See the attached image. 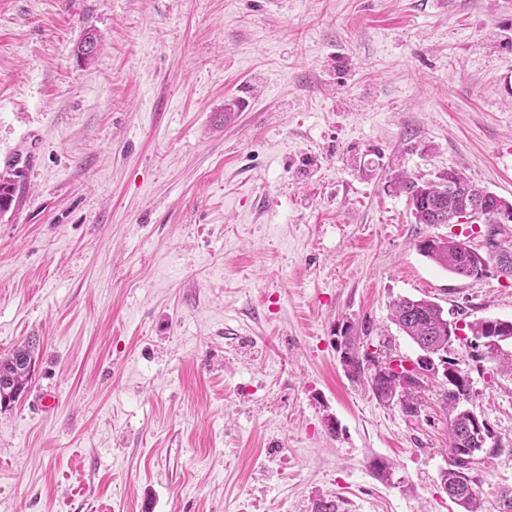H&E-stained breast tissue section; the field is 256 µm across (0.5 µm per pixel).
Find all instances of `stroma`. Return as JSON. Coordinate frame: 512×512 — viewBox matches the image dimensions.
<instances>
[{"label": "stroma", "instance_id": "stroma-1", "mask_svg": "<svg viewBox=\"0 0 512 512\" xmlns=\"http://www.w3.org/2000/svg\"><path fill=\"white\" fill-rule=\"evenodd\" d=\"M33 138L0 215V357L40 343L0 512H461L448 366L487 512L512 489V374L473 336L414 416L342 362L365 325L419 366L402 297L512 319V277L419 249L489 225L416 223L392 185L455 169L512 202V0H0V156ZM469 246L456 240L425 239L420 242V251L432 262L448 272L462 278L480 279L489 271V261L479 252L476 256L484 261L477 263ZM445 376L448 383L454 387L445 394V399L456 411L450 421L448 431V469L442 472V477L448 482V497L460 506L463 512H484L483 501L477 490L475 477L471 472L477 463L476 452L483 450L481 435H485L488 428L484 421L480 428L474 423L475 416L467 412L457 411L461 396L468 391L467 379L447 367Z\"/></svg>", "mask_w": 512, "mask_h": 512}]
</instances>
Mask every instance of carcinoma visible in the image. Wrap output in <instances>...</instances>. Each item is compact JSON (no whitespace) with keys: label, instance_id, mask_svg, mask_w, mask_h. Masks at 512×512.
I'll return each instance as SVG.
<instances>
[{"label":"carcinoma","instance_id":"1","mask_svg":"<svg viewBox=\"0 0 512 512\" xmlns=\"http://www.w3.org/2000/svg\"><path fill=\"white\" fill-rule=\"evenodd\" d=\"M394 184L407 195L414 218L418 224H446L448 215L462 205L457 187L465 185L468 193L485 201L484 223H497L498 204L491 192L474 185L462 172L449 170L433 181L416 182L398 175ZM16 192L15 181L0 178V213L10 210ZM420 251L432 262L462 278L480 279L489 271V261H475L468 246L456 240L425 239L419 244ZM393 320L417 346L432 354L448 352V346L458 340L443 309L427 299L401 298L394 303ZM476 339L506 335L512 340V326L493 327L488 319H478L467 324ZM358 331L348 327L345 332L344 358L350 367V377L357 380L367 371L363 359L368 354L359 351ZM37 356L36 343L28 341L18 346L8 357L0 359V407L16 402L27 390ZM453 389L445 394L448 405L455 414L448 431V469L442 477L448 482L449 498L464 512H484L483 501L477 490L472 470L475 454L483 450L481 436L488 432L485 423L475 424L474 416L457 410L461 397L467 395V379L448 368L445 373Z\"/></svg>","mask_w":512,"mask_h":512}]
</instances>
